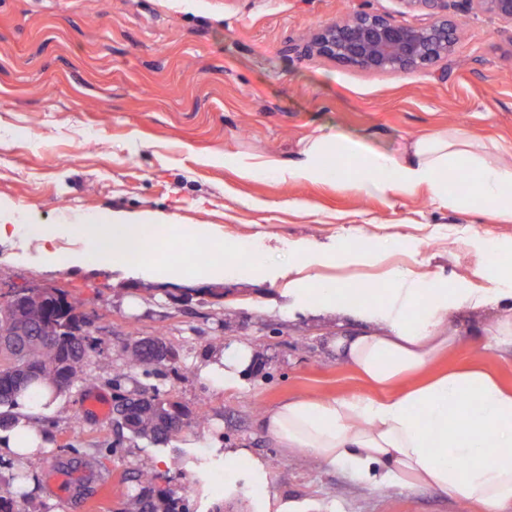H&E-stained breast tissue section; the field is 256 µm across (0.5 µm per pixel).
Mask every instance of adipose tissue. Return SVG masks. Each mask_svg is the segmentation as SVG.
Returning a JSON list of instances; mask_svg holds the SVG:
<instances>
[{"label": "adipose tissue", "mask_w": 512, "mask_h": 512, "mask_svg": "<svg viewBox=\"0 0 512 512\" xmlns=\"http://www.w3.org/2000/svg\"><path fill=\"white\" fill-rule=\"evenodd\" d=\"M238 172L244 179L271 174L293 183L333 176L391 199L425 187L449 210L466 214L482 207L512 222V148L489 146L454 127L418 135L394 154L340 132L320 134L303 141L294 160L246 156ZM452 174L466 179L465 191L449 192ZM70 233L81 249L57 250L55 240ZM17 237L35 242L34 262L60 269L96 265L160 283L219 282L246 257L251 274L283 280L289 311L361 317L369 331L335 334L330 345L388 396L288 398L261 414L267 436L284 452L348 464L370 485L428 488L483 512H512V390L476 367L431 370L462 342L448 327L457 310L496 307L491 340L512 348V267L499 263L512 252V239L486 241L489 259L481 276L487 287L455 288L427 273L396 269L386 287L357 289L355 302L345 304V285L322 270L358 261L353 242L293 241L287 265L276 266L243 243L225 256L224 231L215 224H175L152 211L115 212L106 224H21L12 210L0 209V242ZM252 357L246 344L212 350L200 376L216 388L236 386Z\"/></svg>", "instance_id": "obj_1"}]
</instances>
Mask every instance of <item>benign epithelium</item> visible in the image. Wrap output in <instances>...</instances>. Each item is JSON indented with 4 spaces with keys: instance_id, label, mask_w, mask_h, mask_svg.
I'll return each mask as SVG.
<instances>
[{
    "instance_id": "benign-epithelium-1",
    "label": "benign epithelium",
    "mask_w": 512,
    "mask_h": 512,
    "mask_svg": "<svg viewBox=\"0 0 512 512\" xmlns=\"http://www.w3.org/2000/svg\"><path fill=\"white\" fill-rule=\"evenodd\" d=\"M427 12L430 21L406 24L385 14L358 11L350 18L327 23L288 51L317 56L372 74L413 72L451 55L459 31L450 0H402ZM462 12L485 15L512 26V0H459Z\"/></svg>"
}]
</instances>
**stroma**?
Segmentation results:
<instances>
[{"instance_id": "obj_1", "label": "stroma", "mask_w": 512, "mask_h": 512, "mask_svg": "<svg viewBox=\"0 0 512 512\" xmlns=\"http://www.w3.org/2000/svg\"><path fill=\"white\" fill-rule=\"evenodd\" d=\"M366 9L413 22L400 0H0V204L40 224L83 216L105 223L115 211H155L177 224H216L226 243L262 239L275 260L285 243L392 236L384 259L333 269L358 288H380L408 268L452 284L486 287L477 272L484 240L512 237V223L459 214L427 190L388 199L349 182L288 183L261 175L241 180L235 156L288 161L300 140L344 132L380 151L433 128L461 127L512 145V28L486 16L461 19L447 67L373 75L318 57L288 53L322 25ZM27 240L0 243V301L25 288H60L80 299L95 346L83 376L56 406L38 409L48 448L22 463L0 460V480L29 476L23 512H122L121 489L151 471L154 489L190 512H246L247 502L278 495L314 512H478L440 493L361 483L347 466L286 454L266 437L260 412L301 394L339 397L375 390L328 348L340 321L289 314L281 282L250 279L245 269L220 284L146 282L96 266L54 269L7 261ZM449 323L462 343L451 367L479 366L512 385V350L492 346L488 321L456 311ZM158 336L175 365L135 372L161 398L194 407L206 401V426H186L167 446L119 433L112 416L84 415L90 394L108 403L134 341ZM246 343L256 362L238 386L215 390L198 364L210 350ZM84 428L72 432L74 417ZM221 442L203 447L205 435ZM278 460L268 488L235 478L224 495L222 448ZM95 456V492L60 496L86 475Z\"/></svg>"}]
</instances>
